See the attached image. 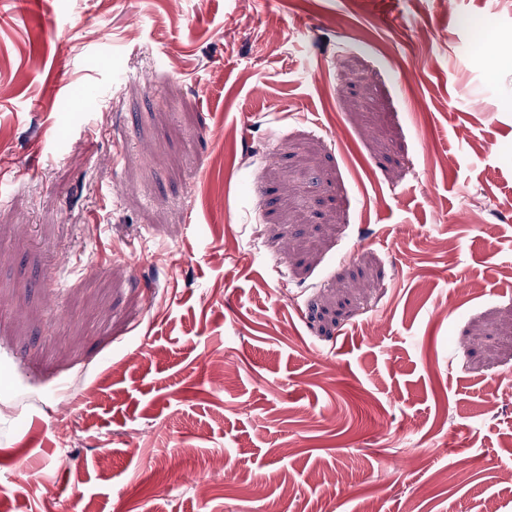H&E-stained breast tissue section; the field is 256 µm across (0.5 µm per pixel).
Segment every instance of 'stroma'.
<instances>
[{"label": "stroma", "mask_w": 512, "mask_h": 512, "mask_svg": "<svg viewBox=\"0 0 512 512\" xmlns=\"http://www.w3.org/2000/svg\"><path fill=\"white\" fill-rule=\"evenodd\" d=\"M492 51L503 0H0L10 512H512Z\"/></svg>", "instance_id": "35a3bbf8"}]
</instances>
